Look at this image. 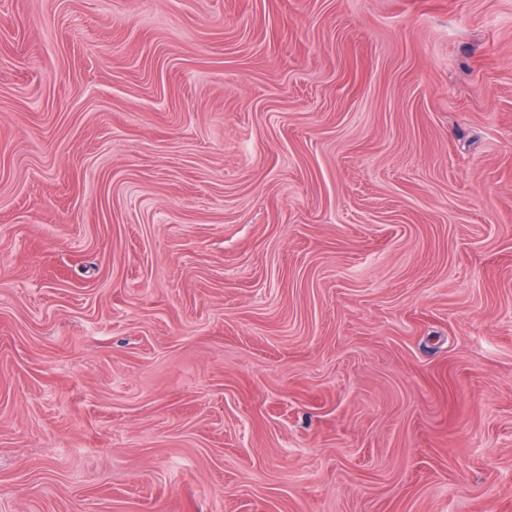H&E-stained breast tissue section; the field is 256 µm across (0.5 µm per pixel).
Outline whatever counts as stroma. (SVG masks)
<instances>
[{
	"label": "stroma",
	"mask_w": 512,
	"mask_h": 512,
	"mask_svg": "<svg viewBox=\"0 0 512 512\" xmlns=\"http://www.w3.org/2000/svg\"><path fill=\"white\" fill-rule=\"evenodd\" d=\"M0 512H512V0H0Z\"/></svg>",
	"instance_id": "35a3bbf8"
}]
</instances>
